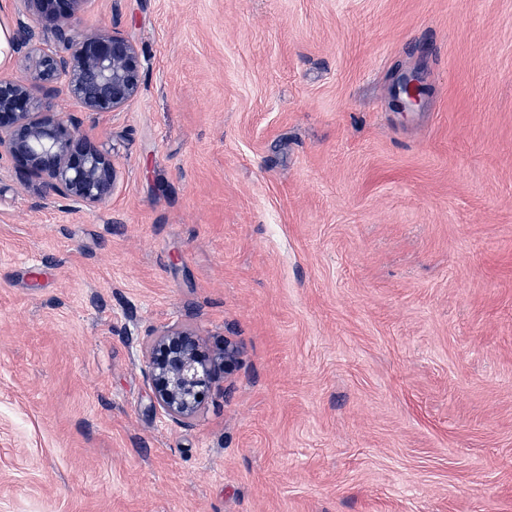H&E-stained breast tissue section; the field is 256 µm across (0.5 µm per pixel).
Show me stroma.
Listing matches in <instances>:
<instances>
[{
  "label": "stroma",
  "mask_w": 512,
  "mask_h": 512,
  "mask_svg": "<svg viewBox=\"0 0 512 512\" xmlns=\"http://www.w3.org/2000/svg\"><path fill=\"white\" fill-rule=\"evenodd\" d=\"M69 24L118 25L143 81L82 116L100 206L0 159V512H512V0ZM171 325L217 365L188 426L150 406ZM394 86L393 101L402 112L412 111L419 107L427 95V90L416 73L403 75L395 82Z\"/></svg>",
  "instance_id": "obj_1"
}]
</instances>
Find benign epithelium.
Returning a JSON list of instances; mask_svg holds the SVG:
<instances>
[{"label":"benign epithelium","instance_id":"7a95c632","mask_svg":"<svg viewBox=\"0 0 512 512\" xmlns=\"http://www.w3.org/2000/svg\"><path fill=\"white\" fill-rule=\"evenodd\" d=\"M16 2L12 49L26 66L19 75L0 77V158H11L24 178H38L39 196L94 208L112 196L119 176L112 153L81 131L75 115L45 111L32 87L62 93L85 112H115L140 91V52L115 26L80 35L65 24L88 0ZM426 95L415 73L395 82L393 101L403 112ZM204 347L199 334L170 328L147 351L151 408L176 424L189 423L206 401L213 365Z\"/></svg>","mask_w":512,"mask_h":512}]
</instances>
